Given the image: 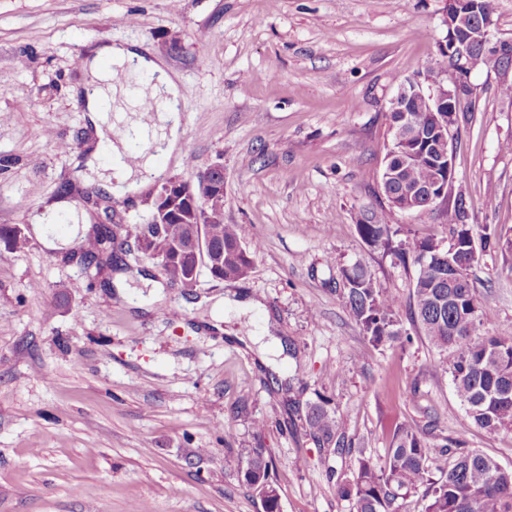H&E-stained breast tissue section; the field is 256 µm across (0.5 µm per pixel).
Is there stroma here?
Wrapping results in <instances>:
<instances>
[{
    "label": "stroma",
    "instance_id": "35a3bbf8",
    "mask_svg": "<svg viewBox=\"0 0 512 512\" xmlns=\"http://www.w3.org/2000/svg\"><path fill=\"white\" fill-rule=\"evenodd\" d=\"M444 0H0V512H263L236 461L271 457L279 512H354L337 481L360 456L383 462L396 424L433 425L512 469V433L488 437L457 400L438 352L411 326L413 266L367 245L363 211L387 202L380 174L401 82L451 73L438 44ZM112 41L158 57L182 97L181 146L158 156L143 194L82 183L92 143L79 58ZM474 120L454 127V192L474 227L503 238L471 270L492 327L512 331V99L473 70ZM224 168V221L252 266L170 285L128 251L97 271L75 250L97 224H139L166 179ZM47 248L34 221L54 201ZM411 239L448 242L439 212H393ZM361 263L398 295L410 342L374 346L338 289ZM242 292L266 318L204 300ZM276 336L275 365L238 343ZM327 399L352 447H318L306 414ZM264 420L257 429L256 420Z\"/></svg>",
    "mask_w": 512,
    "mask_h": 512
}]
</instances>
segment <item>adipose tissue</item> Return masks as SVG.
Here are the masks:
<instances>
[{"label": "adipose tissue", "mask_w": 512, "mask_h": 512, "mask_svg": "<svg viewBox=\"0 0 512 512\" xmlns=\"http://www.w3.org/2000/svg\"><path fill=\"white\" fill-rule=\"evenodd\" d=\"M83 66L90 78L84 85L82 103L96 136L108 142L110 149V172L100 175L99 181L118 196L142 194L149 184L147 175L154 169V155L148 152L137 166H128L123 161L127 144L134 138L167 155L178 151L180 88L160 60L109 42L89 46ZM134 73L148 74L143 91L155 100V112L134 111L120 80L121 75Z\"/></svg>", "instance_id": "adipose-tissue-1"}]
</instances>
